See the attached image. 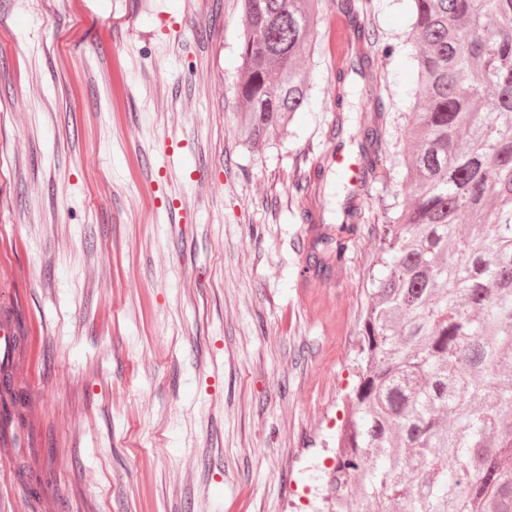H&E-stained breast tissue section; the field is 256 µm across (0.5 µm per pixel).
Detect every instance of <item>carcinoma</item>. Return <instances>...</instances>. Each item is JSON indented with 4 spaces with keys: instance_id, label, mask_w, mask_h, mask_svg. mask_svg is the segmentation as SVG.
Here are the masks:
<instances>
[{
    "instance_id": "1",
    "label": "carcinoma",
    "mask_w": 512,
    "mask_h": 512,
    "mask_svg": "<svg viewBox=\"0 0 512 512\" xmlns=\"http://www.w3.org/2000/svg\"><path fill=\"white\" fill-rule=\"evenodd\" d=\"M242 34L235 93L241 143L267 144L311 105L303 61L337 9L349 25L350 82L360 116V183L391 175L382 151L386 106L380 68L395 47L374 25V0H239ZM416 84L402 152L409 200L383 212L370 301L358 325L351 412L336 437L326 512L366 505L395 512H512V0H404ZM491 99L494 109L481 110ZM332 138L345 145L344 95ZM328 166L298 189L320 193ZM359 190L347 189L336 233L312 237L306 271L318 278L345 260L358 236ZM473 225L457 235L461 222ZM0 403L31 433L25 397L0 376Z\"/></svg>"
}]
</instances>
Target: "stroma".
Here are the masks:
<instances>
[{"mask_svg":"<svg viewBox=\"0 0 512 512\" xmlns=\"http://www.w3.org/2000/svg\"><path fill=\"white\" fill-rule=\"evenodd\" d=\"M239 15L238 0H0V280L19 279L0 314L24 324L14 383L36 437L0 459V512L317 502L387 189L363 186L345 264L305 272L301 242L333 232L346 196L336 179L291 186L336 146V67L316 47L311 110L244 148ZM375 22L398 46L382 91L395 160L415 94L400 0Z\"/></svg>","mask_w":512,"mask_h":512,"instance_id":"35a3bbf8","label":"stroma"}]
</instances>
